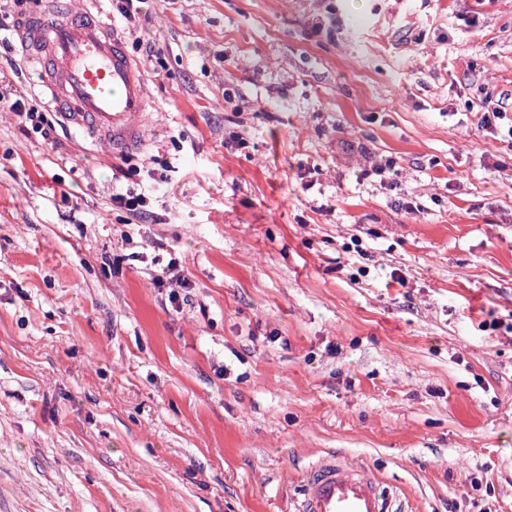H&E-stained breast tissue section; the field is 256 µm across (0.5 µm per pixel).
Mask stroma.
I'll return each mask as SVG.
<instances>
[{
	"label": "stroma",
	"mask_w": 512,
	"mask_h": 512,
	"mask_svg": "<svg viewBox=\"0 0 512 512\" xmlns=\"http://www.w3.org/2000/svg\"><path fill=\"white\" fill-rule=\"evenodd\" d=\"M103 16L149 84L132 154L22 132L0 46V512H290L330 450L411 512H512V0ZM132 164L168 184L137 214Z\"/></svg>",
	"instance_id": "35a3bbf8"
}]
</instances>
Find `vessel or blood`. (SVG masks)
I'll return each mask as SVG.
<instances>
[{"label": "vessel or blood", "mask_w": 512, "mask_h": 512, "mask_svg": "<svg viewBox=\"0 0 512 512\" xmlns=\"http://www.w3.org/2000/svg\"><path fill=\"white\" fill-rule=\"evenodd\" d=\"M16 35L39 63V85L63 125L116 153L142 144L145 76L94 11L42 10ZM397 501L372 465L329 451L303 472L292 512H397Z\"/></svg>", "instance_id": "1"}]
</instances>
